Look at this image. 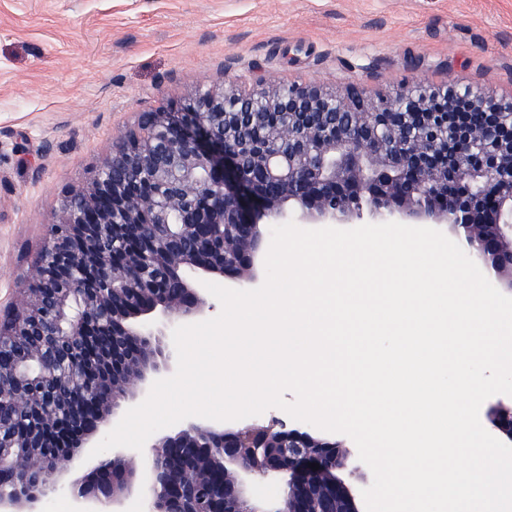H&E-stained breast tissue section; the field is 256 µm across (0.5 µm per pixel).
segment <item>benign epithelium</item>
Returning <instances> with one entry per match:
<instances>
[{
	"label": "benign epithelium",
	"instance_id": "benign-epithelium-1",
	"mask_svg": "<svg viewBox=\"0 0 512 512\" xmlns=\"http://www.w3.org/2000/svg\"><path fill=\"white\" fill-rule=\"evenodd\" d=\"M357 96L368 131L338 138L336 116L354 111ZM438 100L456 127L442 163L431 137L405 126V113ZM270 112L284 120L263 139L242 137ZM502 112L512 100L452 80H411L378 96L259 80L247 91L200 88L145 113L64 194L18 302L0 315V512H40L66 483L74 512H129L134 499L143 512H311L317 494L350 506L362 499L345 480L323 479L342 442L279 421L188 419L154 439L148 463L124 447L87 455L121 405L176 369L173 340L161 337L212 311L202 282H259L261 224H446L512 291V183H496L491 212L483 201L488 169L512 174V134L460 121ZM486 139L489 166L470 151ZM347 185L366 202L341 200ZM483 223L494 236H475L471 225ZM487 416L512 439V405L498 402Z\"/></svg>",
	"mask_w": 512,
	"mask_h": 512
}]
</instances>
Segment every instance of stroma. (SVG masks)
Wrapping results in <instances>:
<instances>
[{"mask_svg":"<svg viewBox=\"0 0 512 512\" xmlns=\"http://www.w3.org/2000/svg\"><path fill=\"white\" fill-rule=\"evenodd\" d=\"M260 76L512 99V0H0V305L141 114Z\"/></svg>","mask_w":512,"mask_h":512,"instance_id":"obj_1","label":"stroma"}]
</instances>
